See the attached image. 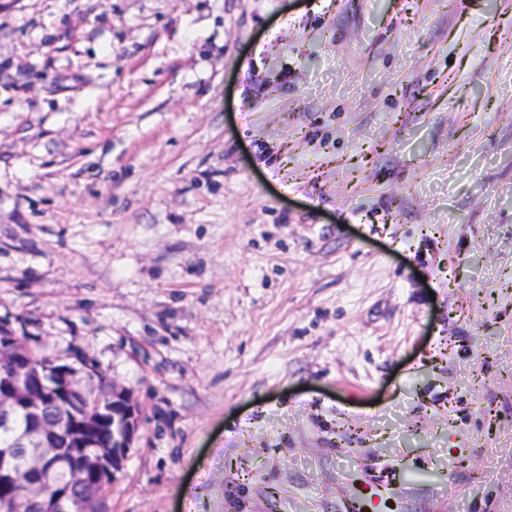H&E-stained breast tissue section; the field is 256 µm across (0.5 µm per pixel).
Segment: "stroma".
<instances>
[{"label": "stroma", "mask_w": 512, "mask_h": 512, "mask_svg": "<svg viewBox=\"0 0 512 512\" xmlns=\"http://www.w3.org/2000/svg\"><path fill=\"white\" fill-rule=\"evenodd\" d=\"M2 326L101 512H512V0H0Z\"/></svg>", "instance_id": "stroma-1"}]
</instances>
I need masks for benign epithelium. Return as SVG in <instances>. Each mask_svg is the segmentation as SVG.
<instances>
[{
  "mask_svg": "<svg viewBox=\"0 0 512 512\" xmlns=\"http://www.w3.org/2000/svg\"><path fill=\"white\" fill-rule=\"evenodd\" d=\"M81 393L77 374L58 368L52 376L32 371L22 356L12 359L10 373L0 376V432L15 429L21 412L30 415L28 429L14 434L0 447V512H85L82 489L92 478L104 484L119 472L125 449L138 428L135 407L122 390L112 389V400L124 402L122 412L112 413V438L102 440L103 449L84 452L66 467L57 484L58 492H45L43 475L47 460L62 458L67 448H83L80 430L68 436L59 431L60 423L49 415L53 405ZM22 461L28 481L16 487V462Z\"/></svg>",
  "mask_w": 512,
  "mask_h": 512,
  "instance_id": "7a95c632",
  "label": "benign epithelium"
}]
</instances>
